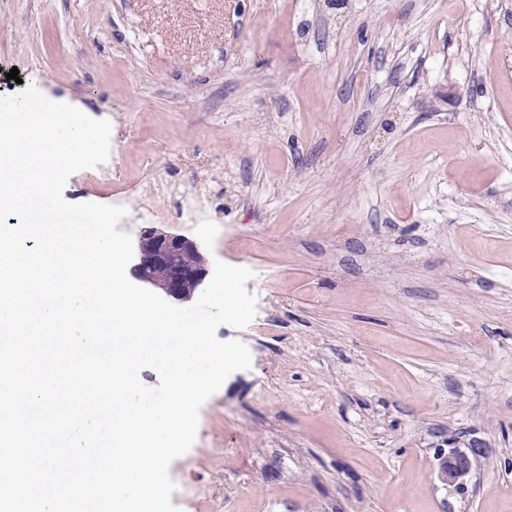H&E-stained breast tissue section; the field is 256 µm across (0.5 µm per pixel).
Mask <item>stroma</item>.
Wrapping results in <instances>:
<instances>
[{"instance_id": "35a3bbf8", "label": "stroma", "mask_w": 512, "mask_h": 512, "mask_svg": "<svg viewBox=\"0 0 512 512\" xmlns=\"http://www.w3.org/2000/svg\"><path fill=\"white\" fill-rule=\"evenodd\" d=\"M25 83L112 124L65 201L255 273L180 512H512V0H0ZM470 459L460 451H453L443 458L440 464V477L449 484H461V480L469 473Z\"/></svg>"}]
</instances>
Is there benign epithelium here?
<instances>
[{"instance_id":"obj_1","label":"benign epithelium","mask_w":512,"mask_h":512,"mask_svg":"<svg viewBox=\"0 0 512 512\" xmlns=\"http://www.w3.org/2000/svg\"><path fill=\"white\" fill-rule=\"evenodd\" d=\"M134 259L132 276L174 302L190 300L208 276L196 241L154 226L141 230L134 246ZM470 465L465 453L453 451L443 458L440 477L446 483L459 484L469 473Z\"/></svg>"}]
</instances>
